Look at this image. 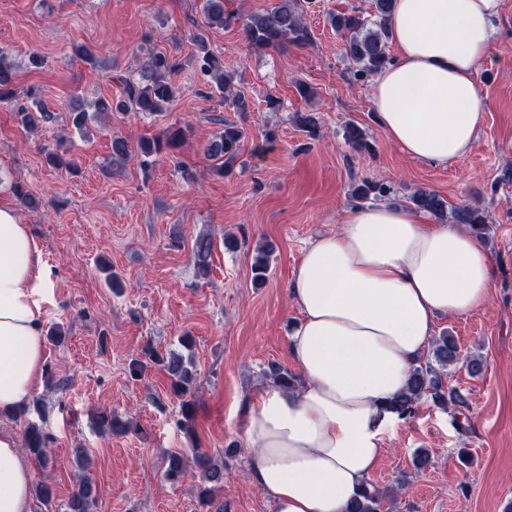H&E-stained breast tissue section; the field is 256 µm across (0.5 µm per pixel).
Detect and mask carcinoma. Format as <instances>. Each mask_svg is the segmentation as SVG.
<instances>
[{
	"label": "carcinoma",
	"mask_w": 512,
	"mask_h": 512,
	"mask_svg": "<svg viewBox=\"0 0 512 512\" xmlns=\"http://www.w3.org/2000/svg\"><path fill=\"white\" fill-rule=\"evenodd\" d=\"M301 2L303 0H276L273 7L241 19L243 34L251 51L261 54L281 50L289 44L299 48L310 45L311 35L303 20ZM393 9L394 0H371L370 11L367 13L353 8L329 16L331 26L345 42V54L354 65L356 79L363 80L379 73L393 62L388 50V21ZM204 11L210 28L226 27L235 19L233 14L224 12V0H205ZM194 39L197 46L194 63L205 84L217 92L233 111H250V101L233 89V75L224 72V60L210 50L204 34L198 32ZM183 65L184 61L174 53L151 51L143 55L139 61L137 77L122 80V95L117 99L97 100L95 112L156 114L166 111L176 97L172 77ZM14 80L8 52L0 48V103L13 104L22 97ZM68 112L72 126L80 132L87 131L91 117L85 105L79 100H73L68 106ZM16 116L19 123L28 130H34L52 119L51 113L35 103L18 105ZM295 123L311 135L319 127L318 117L311 112H296ZM242 137L243 131L237 125L226 122L224 129L207 146L206 153L216 161L215 172L219 175H224V165L238 155ZM343 138L355 151H367L370 148L365 131L356 124L345 126ZM183 140L184 130L174 126L169 127L161 136L141 139L137 147L141 164L148 165L150 159L177 148ZM111 148L112 163L124 164L131 159L130 145L125 137L113 136ZM389 192L390 189L384 184L368 180L360 181L352 189V195L358 200L382 197ZM409 200L415 210L428 213L441 223L464 225L471 233L481 237L488 229V216L477 206H452L438 193L426 188L413 189ZM211 251L208 238L196 240L193 255L198 270L204 274L209 272ZM270 258V250L264 247L256 250L252 262L254 281L262 283L266 280ZM431 347L432 358H426L411 368L405 389L389 404V408L401 418L412 416L421 401L428 397L442 408L459 411L467 407L465 396L444 383L445 370L461 360L456 340L444 333L431 341ZM142 354L147 361H133L129 366L130 376L140 377L148 361L161 365L167 374L171 394L181 399L182 420L179 421V427L188 437H194L195 403L192 394L197 385V372L193 364L185 361L179 353L170 352L162 356L151 347L144 348ZM267 376L276 386L285 390H293L299 384L295 375L275 363L269 365ZM91 419L103 433L124 434L130 428L129 422L105 410L91 413ZM50 441L51 436L41 428L34 424L27 427L24 447L44 465L49 461ZM193 469L201 476L197 486L198 503L207 510L214 503L216 489L224 483V458L198 450L189 460L174 452L166 459L164 477L176 483ZM97 501V489L91 479L84 475L78 488L60 505V512H94ZM384 502L385 492L371 484L356 495L346 512H384Z\"/></svg>",
	"instance_id": "obj_1"
}]
</instances>
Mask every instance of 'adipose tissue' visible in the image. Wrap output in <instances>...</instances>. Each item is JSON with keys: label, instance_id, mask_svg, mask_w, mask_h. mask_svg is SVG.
Segmentation results:
<instances>
[{"label": "adipose tissue", "instance_id": "obj_1", "mask_svg": "<svg viewBox=\"0 0 512 512\" xmlns=\"http://www.w3.org/2000/svg\"><path fill=\"white\" fill-rule=\"evenodd\" d=\"M502 0H395L393 64L373 80L378 122L404 154L437 165L469 155L484 122L475 80L494 49ZM43 245L0 205V410L24 408L45 364ZM482 241L416 210L348 208L319 235L288 285L299 312L287 350L302 378L245 407L256 449L251 482L274 512H346L369 483L396 420L390 400L426 355L437 316L490 301ZM34 475L12 428H0V512H32Z\"/></svg>", "mask_w": 512, "mask_h": 512}]
</instances>
